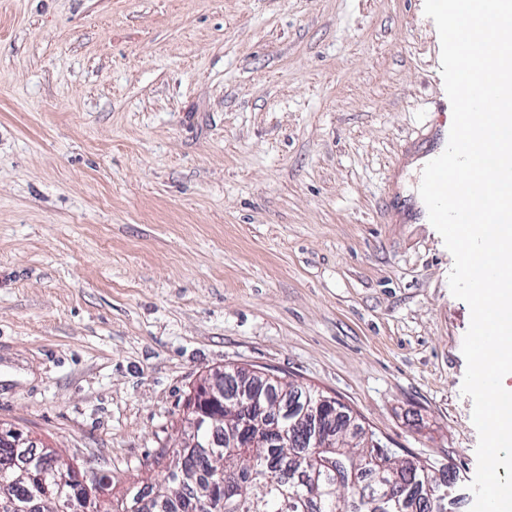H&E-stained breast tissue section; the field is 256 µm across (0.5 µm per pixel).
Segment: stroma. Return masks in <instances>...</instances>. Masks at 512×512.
Wrapping results in <instances>:
<instances>
[{
    "label": "stroma",
    "mask_w": 512,
    "mask_h": 512,
    "mask_svg": "<svg viewBox=\"0 0 512 512\" xmlns=\"http://www.w3.org/2000/svg\"><path fill=\"white\" fill-rule=\"evenodd\" d=\"M424 0H0V421L105 503L227 365L335 398L470 512L468 305L391 222L449 132ZM105 473L95 469L80 471L76 474V481L80 484L83 496L86 498L82 501L84 504V511L90 508L94 510V503L99 500L101 495V484L107 479L104 477ZM111 483L105 482L102 487V493L110 489ZM97 509V503L95 505ZM111 510L104 509L103 511L97 510L93 512H110Z\"/></svg>",
    "instance_id": "obj_1"
}]
</instances>
